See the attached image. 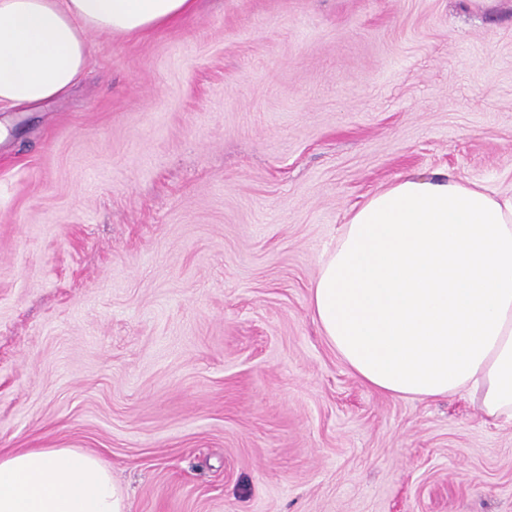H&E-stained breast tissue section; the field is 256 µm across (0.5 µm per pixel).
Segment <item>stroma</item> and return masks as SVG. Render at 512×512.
<instances>
[{
	"mask_svg": "<svg viewBox=\"0 0 512 512\" xmlns=\"http://www.w3.org/2000/svg\"><path fill=\"white\" fill-rule=\"evenodd\" d=\"M86 42L0 110V449L93 453L130 512H512V425L365 386L309 306L373 193L512 186V0H198Z\"/></svg>",
	"mask_w": 512,
	"mask_h": 512,
	"instance_id": "stroma-1",
	"label": "stroma"
}]
</instances>
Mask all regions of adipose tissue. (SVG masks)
I'll use <instances>...</instances> for the list:
<instances>
[{
    "label": "adipose tissue",
    "mask_w": 512,
    "mask_h": 512,
    "mask_svg": "<svg viewBox=\"0 0 512 512\" xmlns=\"http://www.w3.org/2000/svg\"><path fill=\"white\" fill-rule=\"evenodd\" d=\"M196 0H0V108L66 93L85 34L130 36L192 14ZM310 306L366 386L400 398L471 394L512 422V190L439 172L350 210ZM0 512H129L110 468L72 448L0 451Z\"/></svg>",
    "instance_id": "obj_1"
}]
</instances>
